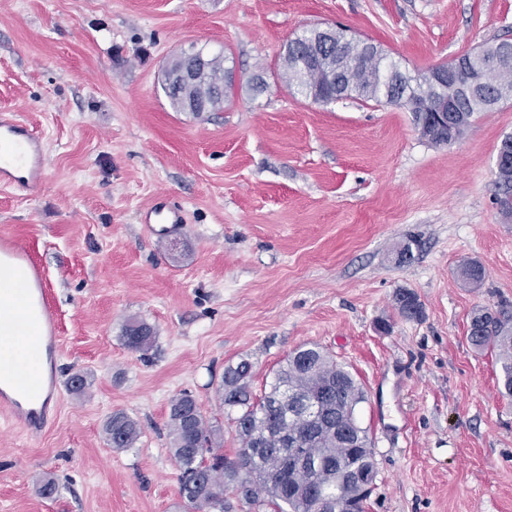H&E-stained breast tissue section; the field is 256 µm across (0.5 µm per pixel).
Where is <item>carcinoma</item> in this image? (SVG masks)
<instances>
[{"mask_svg": "<svg viewBox=\"0 0 512 512\" xmlns=\"http://www.w3.org/2000/svg\"><path fill=\"white\" fill-rule=\"evenodd\" d=\"M305 35L296 45H288L281 66V79L294 93L315 102L334 94L348 95L364 101L385 102L411 110L410 103H437L446 98L464 116L463 129H468L477 112H486L512 99V61L501 57L503 42L487 43L464 54L471 69L486 76L484 87L477 92L433 83L429 76H411L400 70L380 48L372 56L360 49V41L348 40L344 30L336 32L335 53L339 59H325L318 65L307 62ZM231 88L226 79L224 56L207 57V66L199 79L165 91L171 105L186 111L191 101L204 103L214 111L224 104ZM465 278L476 285L483 282L485 268L479 262L463 266ZM399 313L414 319L422 312L416 294L403 289L396 295ZM467 338L480 352H492L500 364L502 393L512 396V309H479L470 319ZM153 339L152 328L143 322L125 326L121 340L132 351H146ZM253 363L244 357L229 364L219 386L225 409L235 413L231 418L241 448L235 458L224 455V430L208 418L197 400L183 392L171 400L168 429L170 451L180 467V495L186 512H229L231 504L224 499L228 490L241 492L250 502L259 501L273 512H312L310 492L323 495L329 502L351 499L365 512L368 496L362 489L336 473L341 464L349 474L359 473L370 482L375 479V463L367 430L346 421L352 435L342 437L334 431L342 412L356 410L364 402L363 389L353 374L336 363L316 345H303L291 352L274 372L269 390L256 399L252 395ZM293 392L306 401L328 393L330 399L322 407L319 418L310 421L300 412L289 417L282 395ZM109 445L116 449L132 448L140 438L138 423L125 413L111 415L104 424ZM301 451L307 461L302 469L288 466V450Z\"/></svg>", "mask_w": 512, "mask_h": 512, "instance_id": "obj_1", "label": "carcinoma"}]
</instances>
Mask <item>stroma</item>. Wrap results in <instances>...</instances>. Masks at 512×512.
I'll return each mask as SVG.
<instances>
[{"mask_svg":"<svg viewBox=\"0 0 512 512\" xmlns=\"http://www.w3.org/2000/svg\"><path fill=\"white\" fill-rule=\"evenodd\" d=\"M330 26L415 76L512 41V0H0V110L47 155L37 190L0 186V235L46 273L61 379L88 382L34 440L0 420V512H185L171 399L191 393L234 457L225 366L249 357L258 398L306 344L365 391L367 512H512V398L467 341L476 309L512 303L495 185L512 99L435 145L405 109L291 93L287 41ZM198 50L223 54L235 90L218 111L179 112L163 70ZM160 202L185 219L162 237L141 222ZM472 260L477 287L459 274ZM401 289L419 318L399 314ZM132 320L153 329L147 352L121 340ZM115 412L138 422L135 447L109 446Z\"/></svg>","mask_w":512,"mask_h":512,"instance_id":"obj_1","label":"stroma"}]
</instances>
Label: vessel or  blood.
<instances>
[{
    "instance_id": "obj_1",
    "label": "vessel or blood",
    "mask_w": 512,
    "mask_h": 512,
    "mask_svg": "<svg viewBox=\"0 0 512 512\" xmlns=\"http://www.w3.org/2000/svg\"><path fill=\"white\" fill-rule=\"evenodd\" d=\"M40 137L0 114V184L36 187L45 175ZM57 313L44 269L20 243L0 239V417L28 436L53 420L62 393Z\"/></svg>"
}]
</instances>
